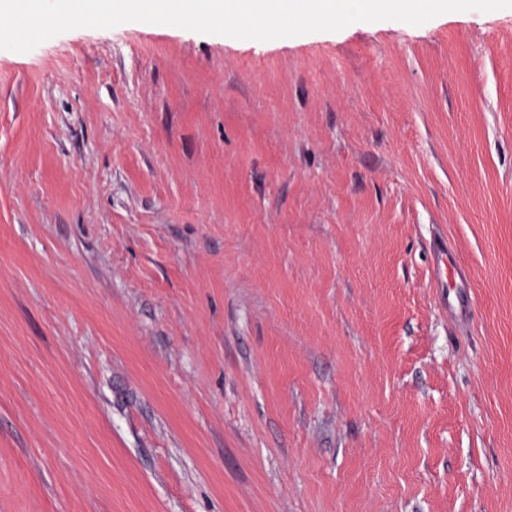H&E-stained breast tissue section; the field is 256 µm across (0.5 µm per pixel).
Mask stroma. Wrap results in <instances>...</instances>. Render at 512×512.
<instances>
[{
	"label": "stroma",
	"instance_id": "stroma-1",
	"mask_svg": "<svg viewBox=\"0 0 512 512\" xmlns=\"http://www.w3.org/2000/svg\"><path fill=\"white\" fill-rule=\"evenodd\" d=\"M0 512H512V8L0 49ZM436 250V280L444 285L446 275L456 280L460 288L453 294L448 291V313L455 319H466L470 313L469 290L466 288L467 279L461 271L456 256L451 248L440 241L435 245ZM462 287V288H461Z\"/></svg>",
	"mask_w": 512,
	"mask_h": 512
}]
</instances>
